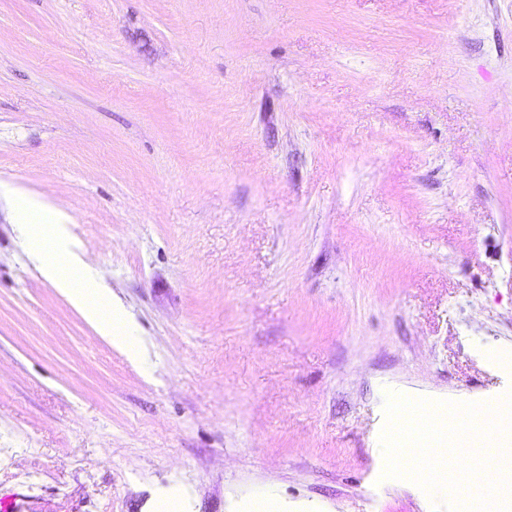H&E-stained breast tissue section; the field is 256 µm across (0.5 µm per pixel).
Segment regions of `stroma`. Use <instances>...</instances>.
I'll return each instance as SVG.
<instances>
[{
  "mask_svg": "<svg viewBox=\"0 0 512 512\" xmlns=\"http://www.w3.org/2000/svg\"><path fill=\"white\" fill-rule=\"evenodd\" d=\"M0 178L151 366L0 204L14 512H445L380 436L512 392V0H0ZM25 224V248L38 259L42 279L64 296L98 330L113 343L126 349L133 357L143 361L130 336H112V318H120L114 308L108 288H86L85 264L80 252L69 244L67 224ZM32 228L39 234L36 238ZM45 230V231H44ZM109 309V314L103 308Z\"/></svg>",
  "mask_w": 512,
  "mask_h": 512,
  "instance_id": "obj_1",
  "label": "stroma"
}]
</instances>
